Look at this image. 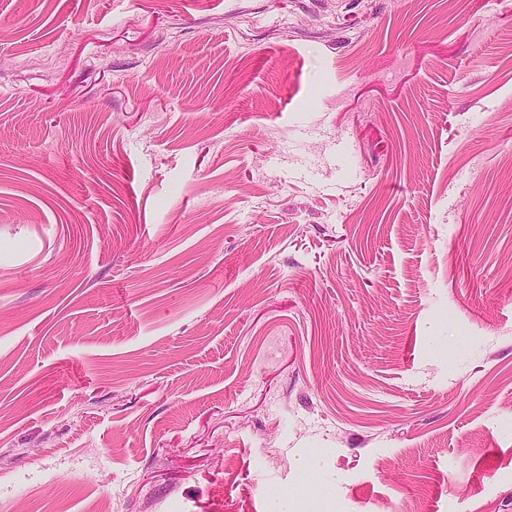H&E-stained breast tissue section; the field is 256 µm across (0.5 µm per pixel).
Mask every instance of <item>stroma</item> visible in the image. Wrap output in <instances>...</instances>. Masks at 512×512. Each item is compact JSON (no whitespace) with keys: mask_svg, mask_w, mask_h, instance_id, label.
<instances>
[{"mask_svg":"<svg viewBox=\"0 0 512 512\" xmlns=\"http://www.w3.org/2000/svg\"><path fill=\"white\" fill-rule=\"evenodd\" d=\"M512 512V0H0V512Z\"/></svg>","mask_w":512,"mask_h":512,"instance_id":"obj_1","label":"stroma"}]
</instances>
